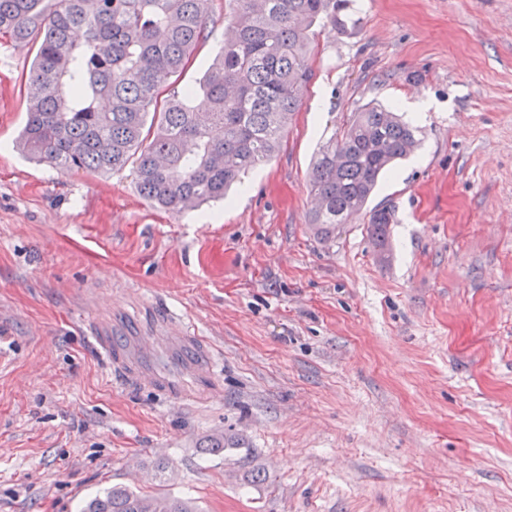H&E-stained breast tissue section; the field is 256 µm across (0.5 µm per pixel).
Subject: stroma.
<instances>
[{
  "mask_svg": "<svg viewBox=\"0 0 512 512\" xmlns=\"http://www.w3.org/2000/svg\"><path fill=\"white\" fill-rule=\"evenodd\" d=\"M228 15L211 0L179 86ZM343 17L314 27L278 156L180 214L132 170L27 160L36 48L0 37V512H80L131 457L145 493L198 512H512V0ZM372 101L421 138L371 200L393 216L384 256L367 217L329 239L309 222L316 151ZM165 322L212 351L210 378L136 379L137 336ZM90 336L94 338L97 348L103 358L110 365H118L121 359V348L113 339H108L106 333L99 327H92L89 329Z\"/></svg>",
  "mask_w": 512,
  "mask_h": 512,
  "instance_id": "1",
  "label": "stroma"
}]
</instances>
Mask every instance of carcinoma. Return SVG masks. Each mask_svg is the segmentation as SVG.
Wrapping results in <instances>:
<instances>
[{"label":"carcinoma","instance_id":"obj_1","mask_svg":"<svg viewBox=\"0 0 512 512\" xmlns=\"http://www.w3.org/2000/svg\"><path fill=\"white\" fill-rule=\"evenodd\" d=\"M210 0H0V35L37 45L19 146L57 170L115 173L133 164L140 195L183 212L221 201L270 161L309 78L314 24L343 29L344 0H229L232 15L211 70L176 89L206 37ZM392 107L352 113L315 156L311 223L325 237L358 219L379 176L420 145ZM391 212H369L388 251ZM83 512H196L189 501L112 487Z\"/></svg>","mask_w":512,"mask_h":512}]
</instances>
